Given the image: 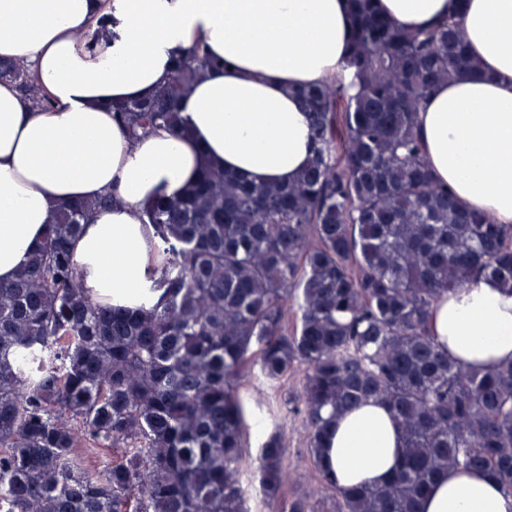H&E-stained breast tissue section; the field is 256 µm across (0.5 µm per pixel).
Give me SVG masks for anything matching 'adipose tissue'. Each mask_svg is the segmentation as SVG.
Returning <instances> with one entry per match:
<instances>
[{
	"label": "adipose tissue",
	"mask_w": 512,
	"mask_h": 512,
	"mask_svg": "<svg viewBox=\"0 0 512 512\" xmlns=\"http://www.w3.org/2000/svg\"><path fill=\"white\" fill-rule=\"evenodd\" d=\"M399 26L459 17L479 72L441 84L418 114L435 178L466 207L512 224V0H376ZM350 0H0V58L30 66L53 109L0 85V283L43 242L56 207L112 195L71 249L84 288L131 309L161 298L143 207L177 198L209 166L254 183L295 181L313 156L300 88L347 56ZM216 61L183 96L185 132L129 142L113 105L149 99L196 48ZM430 330L467 367L512 362V292L482 279L443 294ZM403 433L384 403L340 412L322 455L344 488L388 483ZM423 512H512L484 472L449 470Z\"/></svg>",
	"instance_id": "obj_1"
}]
</instances>
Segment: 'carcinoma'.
Returning <instances> with one entry per match:
<instances>
[{
	"instance_id": "obj_1",
	"label": "carcinoma",
	"mask_w": 512,
	"mask_h": 512,
	"mask_svg": "<svg viewBox=\"0 0 512 512\" xmlns=\"http://www.w3.org/2000/svg\"><path fill=\"white\" fill-rule=\"evenodd\" d=\"M350 53L298 96L311 163L288 185L207 168L144 209L163 258L156 306L92 297L70 249L112 196L60 205L43 244L0 284V512H246L240 380L303 371L293 410L336 512H420L452 468L512 495V363L465 368L429 334L437 298L477 279L512 290V226L468 210L432 176L416 134L436 85L478 72L460 23L426 31L351 0ZM210 61L193 52L168 87L112 111L136 140L184 131L178 99ZM39 112L29 67L0 64ZM296 301L299 323L288 324ZM385 403L405 435L388 483L344 490L323 464L322 411ZM119 458L96 472L78 448ZM284 438L259 448L260 486L283 491Z\"/></svg>"
}]
</instances>
